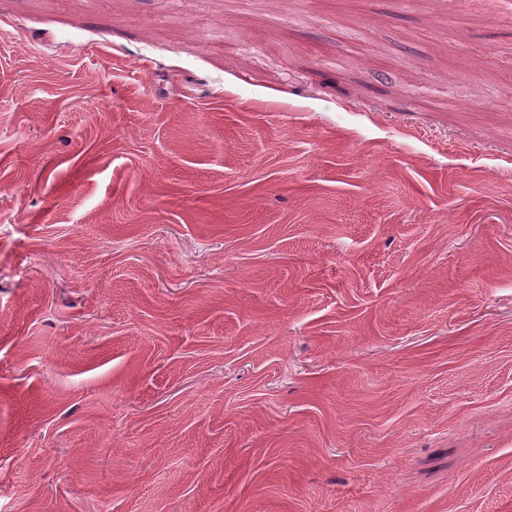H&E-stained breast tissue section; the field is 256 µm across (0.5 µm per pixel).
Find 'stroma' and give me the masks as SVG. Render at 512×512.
<instances>
[{
    "label": "stroma",
    "instance_id": "35a3bbf8",
    "mask_svg": "<svg viewBox=\"0 0 512 512\" xmlns=\"http://www.w3.org/2000/svg\"><path fill=\"white\" fill-rule=\"evenodd\" d=\"M0 512H512V0H0Z\"/></svg>",
    "mask_w": 512,
    "mask_h": 512
}]
</instances>
